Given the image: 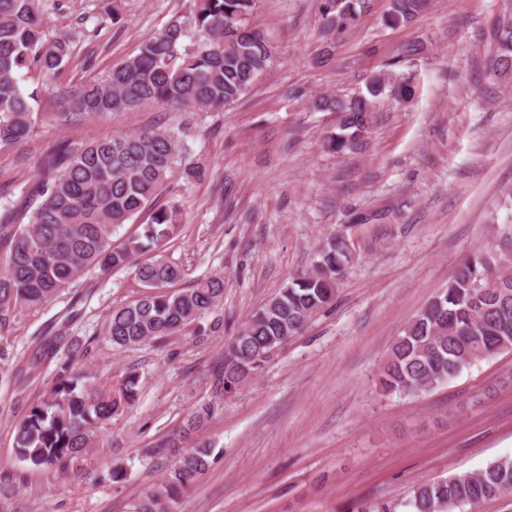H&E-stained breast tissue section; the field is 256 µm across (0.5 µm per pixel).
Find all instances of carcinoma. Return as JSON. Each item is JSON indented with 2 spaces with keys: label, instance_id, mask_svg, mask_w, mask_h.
<instances>
[{
  "label": "carcinoma",
  "instance_id": "cac0c4a2",
  "mask_svg": "<svg viewBox=\"0 0 512 512\" xmlns=\"http://www.w3.org/2000/svg\"><path fill=\"white\" fill-rule=\"evenodd\" d=\"M257 0H195L188 16L171 18L146 40L139 52L105 75L63 93L59 122L75 124L109 112L157 106L183 112H213L244 97L271 65L273 47L264 32L249 23ZM425 0H392L385 23L401 25L418 15ZM366 0H323L328 29L342 33L354 25ZM75 41L52 35L42 20L41 0H0V146L27 139L35 130L31 105L38 91H22L28 75L52 79L74 58ZM493 74L512 72V16L499 21ZM390 89L398 102L414 95L411 78L380 73L368 94L332 96L314 108L335 112L340 132L326 138L331 153L353 152L372 122L376 99ZM187 149L181 134L144 129L91 143H60L43 162L28 210H0V323L16 308H38L57 297L84 271L135 268L141 295L112 308L97 335L125 349L182 334L216 308L224 297V278L179 284L184 267L167 256L166 245L182 220L175 203L152 207L156 192ZM152 208L150 220L119 244L116 227ZM151 257L143 262L139 257ZM347 244H323L311 267L290 276L280 292L244 322L231 337L224 359L214 369L218 396L236 392L289 338L327 309L345 265ZM67 325L39 340V358L57 360L56 381L16 425L17 458L35 467L64 471L93 446V429L139 398L137 373L125 376L117 391H92L87 378L72 369L74 357L88 348L78 341L61 345ZM512 350V229L497 243L478 250L456 276L394 339L377 374L387 394L429 391L464 367ZM214 412L204 403L193 409L178 437L164 444L177 456L153 488L135 500L130 512H179L178 504L209 465L212 444L198 441L182 453L203 421ZM512 494V457L489 462L476 472L453 474L416 487L407 506L412 512H474L484 499ZM392 500L355 503L351 512H399Z\"/></svg>",
  "mask_w": 512,
  "mask_h": 512
}]
</instances>
